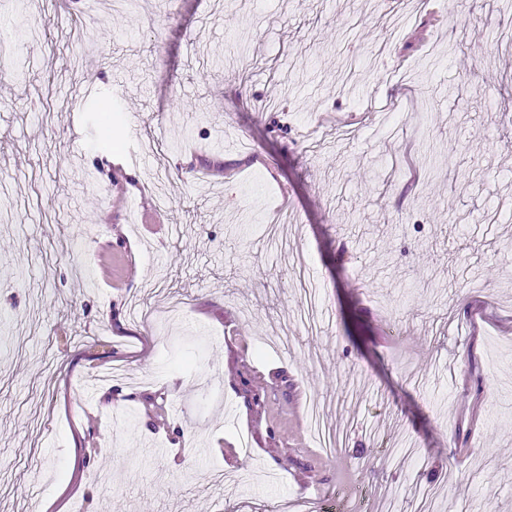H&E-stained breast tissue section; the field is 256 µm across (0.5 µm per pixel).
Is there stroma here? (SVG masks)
<instances>
[{
  "label": "stroma",
  "instance_id": "obj_1",
  "mask_svg": "<svg viewBox=\"0 0 512 512\" xmlns=\"http://www.w3.org/2000/svg\"><path fill=\"white\" fill-rule=\"evenodd\" d=\"M89 2L0 0V512H512L498 0Z\"/></svg>",
  "mask_w": 512,
  "mask_h": 512
}]
</instances>
